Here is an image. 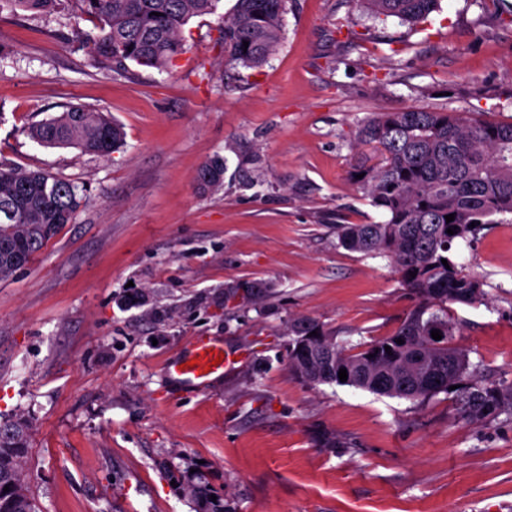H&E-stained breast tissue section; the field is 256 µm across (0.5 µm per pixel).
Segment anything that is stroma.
<instances>
[{
    "mask_svg": "<svg viewBox=\"0 0 512 512\" xmlns=\"http://www.w3.org/2000/svg\"><path fill=\"white\" fill-rule=\"evenodd\" d=\"M236 0L191 19L167 69L91 66L78 0L0 11V163L75 182L72 224L0 281V422L22 415L40 512H195L175 481L197 470L226 512H512V415L461 418L424 402L289 368L288 322L337 342L395 331L415 298L388 258L339 247L336 227L383 221L352 177L359 127L423 107L512 122V0H440L428 25L372 18L356 0H288L262 66L224 59ZM80 104L125 132L106 157L44 148L27 126ZM224 184L200 190L213 156ZM455 260L482 302L456 303V346L512 381V223ZM269 294L225 301L226 285ZM146 299L127 309V286ZM233 362L207 392L165 370L195 337ZM336 438L323 447V435Z\"/></svg>",
    "mask_w": 512,
    "mask_h": 512,
    "instance_id": "35a3bbf8",
    "label": "stroma"
}]
</instances>
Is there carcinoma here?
Returning a JSON list of instances; mask_svg holds the SVG:
<instances>
[{
    "label": "carcinoma",
    "instance_id": "carcinoma-1",
    "mask_svg": "<svg viewBox=\"0 0 512 512\" xmlns=\"http://www.w3.org/2000/svg\"><path fill=\"white\" fill-rule=\"evenodd\" d=\"M220 0H81L97 21L83 33L91 63L123 70L127 63L164 69L184 52V26L193 17L216 11ZM372 16L404 22L424 21L438 0H357ZM56 0H0V10L45 12ZM287 0H237L224 19V58L258 67L277 48ZM248 45H243V42ZM30 139L45 148H76L109 156L122 147L123 128L101 112L71 105L59 115L29 126ZM373 149L374 163L354 168L373 207L385 220L338 224V245L363 255L388 257L402 287L417 303L397 329L357 346L338 343L312 319H294L288 335L317 332L289 367L310 385L344 384L372 393L423 401L449 387L457 390L458 411L492 422L512 411V384L484 382L468 353L448 345L455 335L450 305L473 304L482 291L477 280L454 261L456 245L472 243L496 215H512V123H487L452 112L413 107L379 112L357 134ZM224 158L215 156L197 172L202 190L220 186ZM83 197L78 185L48 171L0 165V280L29 265L66 224L73 222ZM455 218L446 222L445 216ZM454 234L447 233V229ZM447 264H442V260ZM416 276H410L411 272ZM442 338L435 340L431 331ZM404 340L399 344L396 339ZM390 351H385V347ZM347 370V381L338 372ZM30 424L22 416L0 422V512H36L29 490L27 459ZM199 512H224L208 483L183 477ZM9 490H4V487Z\"/></svg>",
    "mask_w": 512,
    "mask_h": 512
}]
</instances>
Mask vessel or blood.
Here are the masks:
<instances>
[{
  "instance_id": "b4317fda",
  "label": "vessel or blood",
  "mask_w": 512,
  "mask_h": 512,
  "mask_svg": "<svg viewBox=\"0 0 512 512\" xmlns=\"http://www.w3.org/2000/svg\"><path fill=\"white\" fill-rule=\"evenodd\" d=\"M231 363L232 359L225 356L222 344L197 338L188 344L179 359L166 363L165 370L172 378L201 392Z\"/></svg>"
}]
</instances>
